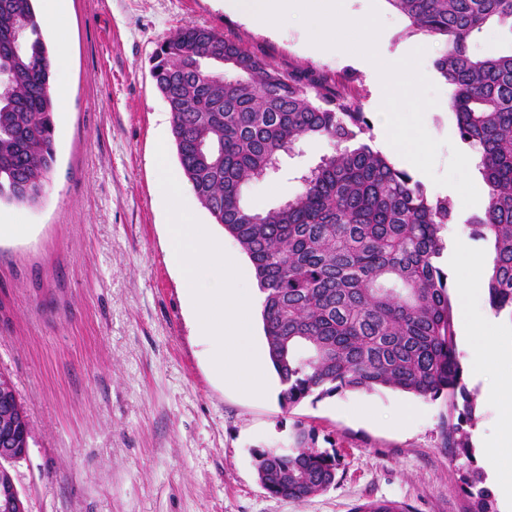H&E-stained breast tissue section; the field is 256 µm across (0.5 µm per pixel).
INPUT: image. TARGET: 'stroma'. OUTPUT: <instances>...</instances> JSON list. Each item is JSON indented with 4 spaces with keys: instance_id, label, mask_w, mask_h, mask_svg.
Returning a JSON list of instances; mask_svg holds the SVG:
<instances>
[{
    "instance_id": "35a3bbf8",
    "label": "stroma",
    "mask_w": 512,
    "mask_h": 512,
    "mask_svg": "<svg viewBox=\"0 0 512 512\" xmlns=\"http://www.w3.org/2000/svg\"><path fill=\"white\" fill-rule=\"evenodd\" d=\"M69 55L54 83L66 97L56 114V162L34 206L0 207V373L25 409L32 438L13 474L28 512H351L392 501L403 512H467L460 461L442 445L444 399L426 401L379 387L343 391L286 408L276 377L256 398L213 367L215 343L198 336L180 272L169 253L167 213L157 196V146L179 163L171 114L150 77V58L179 27L195 23L237 38L285 72L335 83L350 75L368 112L366 137L380 147L383 88L368 64L339 52L314 53L305 25L290 19L267 33L224 11L220 0H68ZM378 7L379 54L396 61L424 48L420 68L438 90L424 126L441 140L444 173L459 144L448 110L451 89L433 61L441 40L416 30L387 0H346L348 10ZM329 141H303L279 174L251 186L263 210L293 194L297 176ZM474 261L442 265L451 281L485 286L493 250L469 241ZM505 382L490 369L476 397L469 436L493 441L512 430L485 388ZM334 444L342 466L332 486L302 500L276 498L260 485L254 453L288 448L295 423Z\"/></svg>"
}]
</instances>
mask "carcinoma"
<instances>
[{
  "label": "carcinoma",
  "mask_w": 512,
  "mask_h": 512,
  "mask_svg": "<svg viewBox=\"0 0 512 512\" xmlns=\"http://www.w3.org/2000/svg\"><path fill=\"white\" fill-rule=\"evenodd\" d=\"M34 2L0 0V203L40 202L56 159L53 59ZM387 2L446 46L434 67L488 188L469 221L493 247L488 303L512 315V49L469 50L490 23L512 31V0ZM151 76L169 102L184 176L253 267L281 401L378 387L444 397V447L470 458L464 425L476 398L463 382L440 266L454 202L430 197L364 140L370 122L354 96L280 71L211 27L188 25L163 41ZM321 138L334 152L299 177L291 197L264 212L246 204L249 185L271 177L302 140ZM292 438L286 451H257L256 469L271 495L304 499L335 482L341 458L299 423ZM461 483L468 512H498L481 470L461 467Z\"/></svg>",
  "instance_id": "carcinoma-1"
}]
</instances>
